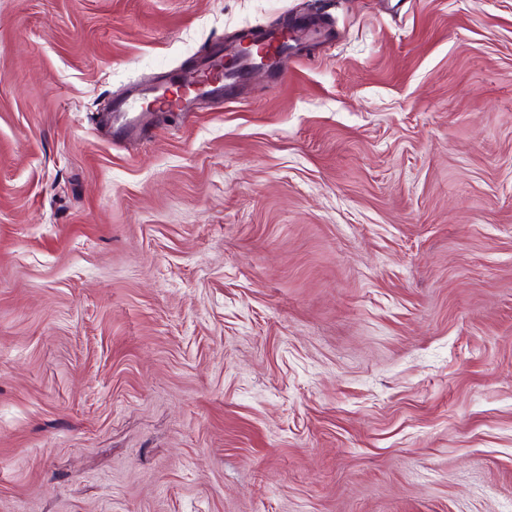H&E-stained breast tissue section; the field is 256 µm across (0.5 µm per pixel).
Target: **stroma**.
I'll list each match as a JSON object with an SVG mask.
<instances>
[{"label":"stroma","mask_w":512,"mask_h":512,"mask_svg":"<svg viewBox=\"0 0 512 512\" xmlns=\"http://www.w3.org/2000/svg\"><path fill=\"white\" fill-rule=\"evenodd\" d=\"M0 512H512V0H0ZM264 43L271 52L272 59L266 60L267 64L275 65L282 58L287 59L294 56V48L288 31L283 27H271L264 32ZM260 43L261 39L258 37L245 36L238 53L225 58L224 51H229L224 41L219 40L212 44L206 62L198 67L196 89L186 95L173 96L170 93V89L176 86V82L172 76H169L164 82L147 88L138 98L130 96L116 101L112 108V140L130 136L142 140L147 135L155 112H195L196 101L201 96L228 102L231 97L224 100L225 89L230 95L233 90L229 87L238 86L241 81L240 73H247L257 63L263 62V58L242 56L251 54L252 48ZM238 56L241 57L237 71L224 72V69H232L236 65ZM149 99L153 103L151 110L142 106V102Z\"/></svg>","instance_id":"1"}]
</instances>
